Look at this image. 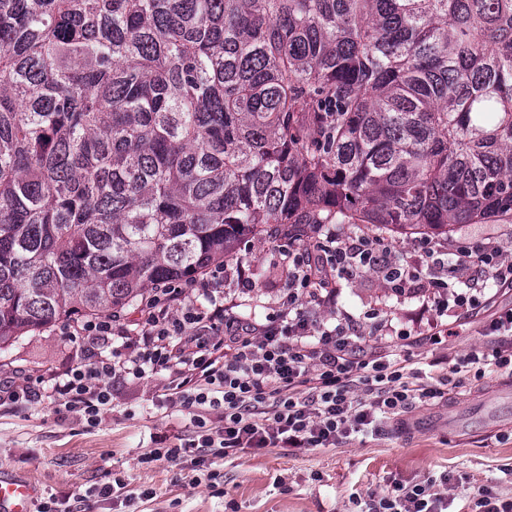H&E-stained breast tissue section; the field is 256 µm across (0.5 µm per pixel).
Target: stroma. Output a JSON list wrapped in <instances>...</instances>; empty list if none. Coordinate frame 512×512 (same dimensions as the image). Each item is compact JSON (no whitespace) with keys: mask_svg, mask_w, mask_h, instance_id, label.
<instances>
[{"mask_svg":"<svg viewBox=\"0 0 512 512\" xmlns=\"http://www.w3.org/2000/svg\"><path fill=\"white\" fill-rule=\"evenodd\" d=\"M340 235H377L402 264L426 265L415 236L396 235L372 224H340ZM496 242L512 258L511 224H462L452 236H438L449 249ZM239 261L255 282L244 293L225 283L224 295L240 316L264 322L278 307L288 277L286 262L270 237H249L240 245ZM374 310L398 328L426 325L433 317L416 297H397L374 273L340 281L333 302L317 307L324 320L336 312L360 316ZM486 313L450 322L451 336L440 345L414 347L410 366L423 380L449 376L446 400L416 403L407 413L415 431L352 434L331 448L284 453L277 448L245 450L195 469L190 463L146 462L157 440L178 444L193 430L190 411L177 405L155 407L165 373L115 384L112 409L98 426L86 428L62 405L38 397L22 406H0V474L36 483L39 501L56 499L73 512H360L369 496L393 486L410 487L448 474L453 512H467L477 489L512 500V426L496 427L487 419L512 415V400L495 398L498 387L512 385V371L466 364L472 351L489 352L501 339L483 333ZM63 321L31 331L8 356H0V377L17 370L35 376L65 372L86 361L82 339L65 335ZM467 369L454 373L458 364ZM471 422L463 436L449 434L447 417ZM123 483L133 493L130 505L94 497L92 489Z\"/></svg>","mask_w":512,"mask_h":512,"instance_id":"35a3bbf8","label":"stroma"}]
</instances>
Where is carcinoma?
I'll return each mask as SVG.
<instances>
[{
    "mask_svg": "<svg viewBox=\"0 0 512 512\" xmlns=\"http://www.w3.org/2000/svg\"><path fill=\"white\" fill-rule=\"evenodd\" d=\"M512 221V0H0V351L249 234Z\"/></svg>",
    "mask_w": 512,
    "mask_h": 512,
    "instance_id": "obj_1",
    "label": "carcinoma"
}]
</instances>
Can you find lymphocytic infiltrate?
I'll use <instances>...</instances> for the list:
<instances>
[{
  "label": "lymphocytic infiltrate",
  "instance_id": "f902f5d3",
  "mask_svg": "<svg viewBox=\"0 0 512 512\" xmlns=\"http://www.w3.org/2000/svg\"><path fill=\"white\" fill-rule=\"evenodd\" d=\"M312 230L316 239L309 243H298L293 234L278 237L288 261V286L267 322L227 312L217 290L228 272H235L237 287H252L253 281L244 265L231 270L217 263L204 274L153 286L137 333L115 313L66 324L68 335L94 344L87 362L47 379L21 371L1 378L0 405L19 406L43 391L93 427L112 407L114 383L163 371L168 384L161 404L196 414L194 436L165 455L200 462L246 449L329 448L365 428L380 431L387 422L404 428L403 416L413 404L443 397V390L408 380L396 353L364 339L359 319L343 312L329 326L310 313V304L334 297L338 280L372 272L395 296L425 297L437 314L427 329L415 331L378 319L372 335L436 345L448 335L443 318L449 308L467 317L487 301L481 295L449 294L448 278L457 264H449L432 239L417 242L431 261L424 269L393 262L379 236L339 238L319 224ZM457 256V263L476 264L490 288H512V261L494 242L459 247ZM200 295L207 305H196ZM117 343L127 347L126 357L111 353ZM358 384L368 399L353 396ZM213 414L220 429L210 425ZM365 512H448V499L426 482L370 500Z\"/></svg>",
  "mask_w": 512,
  "mask_h": 512
}]
</instances>
